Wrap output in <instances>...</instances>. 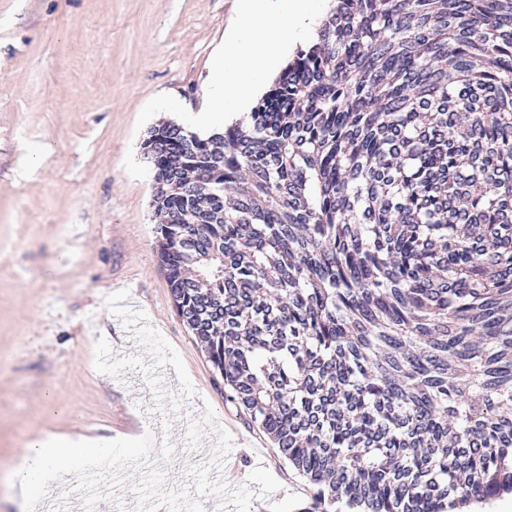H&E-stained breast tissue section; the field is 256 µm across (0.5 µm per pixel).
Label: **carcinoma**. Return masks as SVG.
Listing matches in <instances>:
<instances>
[{
    "instance_id": "carcinoma-1",
    "label": "carcinoma",
    "mask_w": 512,
    "mask_h": 512,
    "mask_svg": "<svg viewBox=\"0 0 512 512\" xmlns=\"http://www.w3.org/2000/svg\"><path fill=\"white\" fill-rule=\"evenodd\" d=\"M142 146L177 314L312 512L512 493V0H335L247 116Z\"/></svg>"
}]
</instances>
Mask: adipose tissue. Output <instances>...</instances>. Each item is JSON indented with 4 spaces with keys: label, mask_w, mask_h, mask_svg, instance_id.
<instances>
[{
    "label": "adipose tissue",
    "mask_w": 512,
    "mask_h": 512,
    "mask_svg": "<svg viewBox=\"0 0 512 512\" xmlns=\"http://www.w3.org/2000/svg\"><path fill=\"white\" fill-rule=\"evenodd\" d=\"M325 0H245V7L213 57L207 77V101L193 119L194 128L213 134L245 98L256 92L277 63L281 49L313 41ZM108 459L112 440L54 433L35 435L11 474L28 512H36L51 480L67 474L76 456Z\"/></svg>",
    "instance_id": "obj_1"
}]
</instances>
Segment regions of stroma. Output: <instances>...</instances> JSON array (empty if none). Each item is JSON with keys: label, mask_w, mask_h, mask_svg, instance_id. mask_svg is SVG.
I'll return each mask as SVG.
<instances>
[{"label": "stroma", "mask_w": 512, "mask_h": 512, "mask_svg": "<svg viewBox=\"0 0 512 512\" xmlns=\"http://www.w3.org/2000/svg\"><path fill=\"white\" fill-rule=\"evenodd\" d=\"M243 0H0V512L36 433L130 438L160 431L136 371L104 379L94 347L139 354L104 308L121 290L181 356L194 397L233 447V483L267 468L279 491L251 512H304L313 486L227 398L177 315L157 253L152 173L141 142L165 121L190 125L215 48Z\"/></svg>", "instance_id": "stroma-1"}]
</instances>
